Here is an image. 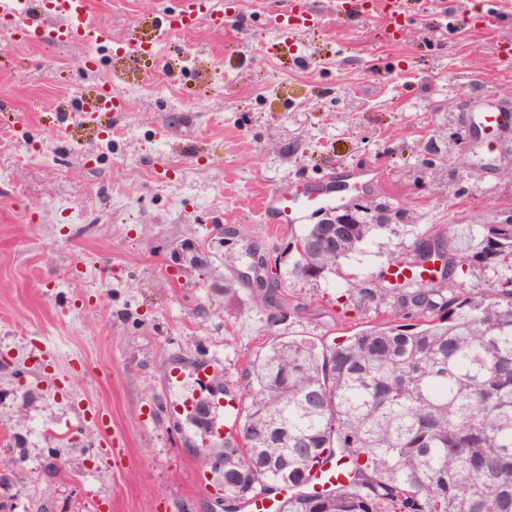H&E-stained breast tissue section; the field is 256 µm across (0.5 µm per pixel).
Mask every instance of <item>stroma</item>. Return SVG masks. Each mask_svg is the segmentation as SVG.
I'll use <instances>...</instances> for the list:
<instances>
[{"label":"stroma","mask_w":512,"mask_h":512,"mask_svg":"<svg viewBox=\"0 0 512 512\" xmlns=\"http://www.w3.org/2000/svg\"><path fill=\"white\" fill-rule=\"evenodd\" d=\"M223 2L152 64L110 44L151 38L175 0H94L89 48L52 22L0 37V512H223L221 450L171 374L213 366L215 402L272 337L330 346L390 317L338 297L406 236L288 280L270 321L246 252L302 227L260 211L268 191L343 184L365 221L429 234L512 208V123L471 138L512 115V0H401L396 30L380 0ZM111 78L116 111L87 117Z\"/></svg>","instance_id":"obj_1"}]
</instances>
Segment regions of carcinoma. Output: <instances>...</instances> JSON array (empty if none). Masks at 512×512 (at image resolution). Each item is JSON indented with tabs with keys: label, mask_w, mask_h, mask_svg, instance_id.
<instances>
[{
	"label": "carcinoma",
	"mask_w": 512,
	"mask_h": 512,
	"mask_svg": "<svg viewBox=\"0 0 512 512\" xmlns=\"http://www.w3.org/2000/svg\"><path fill=\"white\" fill-rule=\"evenodd\" d=\"M322 224L293 239L292 263L253 286L281 310L288 278L336 273L340 261L397 224H338L336 250ZM448 252V279L434 282L414 259L424 241ZM394 288L381 272L347 299L364 311L386 304L394 320L331 346L274 338L242 377L250 405L224 442V512L263 493L288 491L281 512H512V224L459 235L415 234ZM491 272L470 297L465 275ZM327 463L346 481L308 488Z\"/></svg>",
	"instance_id": "1"
}]
</instances>
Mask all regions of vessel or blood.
I'll return each instance as SVG.
<instances>
[{
  "mask_svg": "<svg viewBox=\"0 0 512 512\" xmlns=\"http://www.w3.org/2000/svg\"><path fill=\"white\" fill-rule=\"evenodd\" d=\"M208 6L209 0H178L177 9L166 16L164 31L172 34L192 29ZM46 15L60 20L63 38L73 44L87 46L106 38L92 14L91 0H0V32L15 40L40 41L41 19ZM264 202L276 206L285 224L302 223L310 212L331 205L329 199L305 188L295 198L271 192L265 195Z\"/></svg>",
  "mask_w": 512,
  "mask_h": 512,
  "instance_id": "b4317fda",
  "label": "vessel or blood"
}]
</instances>
